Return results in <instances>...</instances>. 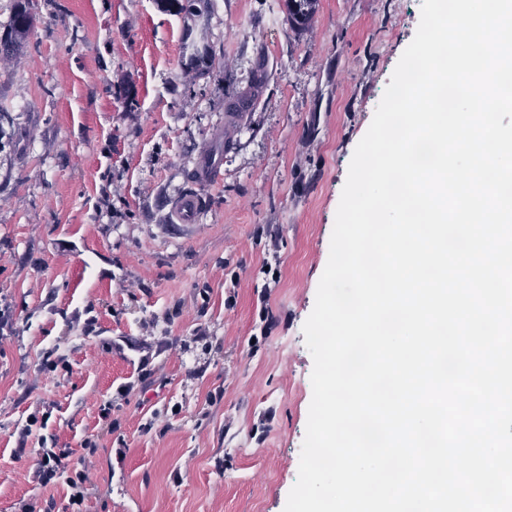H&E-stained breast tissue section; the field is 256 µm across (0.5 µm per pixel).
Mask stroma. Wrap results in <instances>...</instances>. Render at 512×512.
I'll list each match as a JSON object with an SVG mask.
<instances>
[{
	"instance_id": "stroma-1",
	"label": "stroma",
	"mask_w": 512,
	"mask_h": 512,
	"mask_svg": "<svg viewBox=\"0 0 512 512\" xmlns=\"http://www.w3.org/2000/svg\"><path fill=\"white\" fill-rule=\"evenodd\" d=\"M422 2L319 0L298 30L285 0H214L200 77L163 0H33L0 58V512H72L35 451L85 440L83 512H284L312 399L303 325ZM245 95L222 182L171 223ZM200 194L186 192L179 195L171 206V219L175 224H192L200 213Z\"/></svg>"
}]
</instances>
